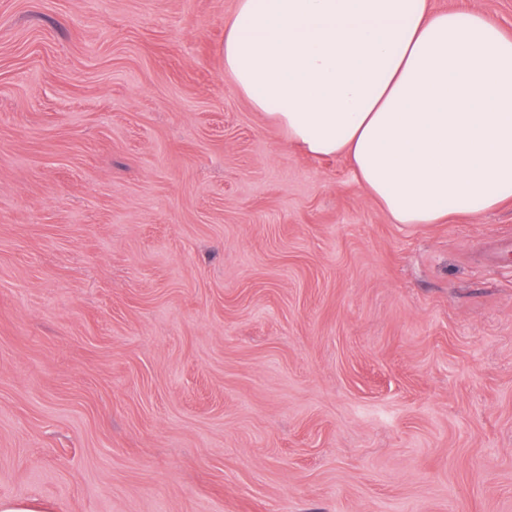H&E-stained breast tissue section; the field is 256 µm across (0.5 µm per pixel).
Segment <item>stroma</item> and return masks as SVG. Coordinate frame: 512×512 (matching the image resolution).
<instances>
[{
	"label": "stroma",
	"mask_w": 512,
	"mask_h": 512,
	"mask_svg": "<svg viewBox=\"0 0 512 512\" xmlns=\"http://www.w3.org/2000/svg\"><path fill=\"white\" fill-rule=\"evenodd\" d=\"M235 5L0 0V498L512 512V202L393 223L225 75Z\"/></svg>",
	"instance_id": "obj_1"
}]
</instances>
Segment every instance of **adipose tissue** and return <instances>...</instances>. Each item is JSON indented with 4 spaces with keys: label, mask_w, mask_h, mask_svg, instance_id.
<instances>
[{
    "label": "adipose tissue",
    "mask_w": 512,
    "mask_h": 512,
    "mask_svg": "<svg viewBox=\"0 0 512 512\" xmlns=\"http://www.w3.org/2000/svg\"><path fill=\"white\" fill-rule=\"evenodd\" d=\"M224 73L290 145L346 155L394 223L512 200V36L427 0H236Z\"/></svg>",
    "instance_id": "ef3b65f1"
}]
</instances>
